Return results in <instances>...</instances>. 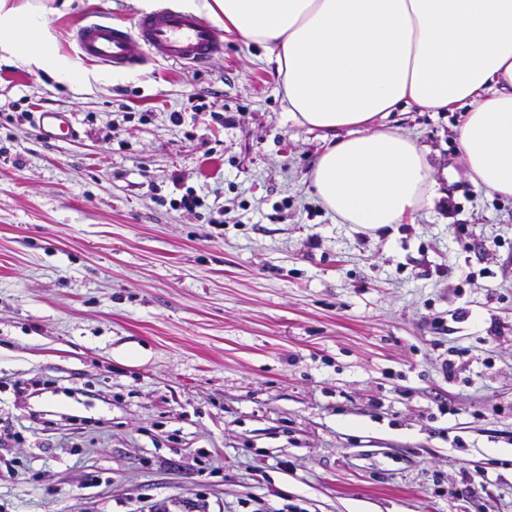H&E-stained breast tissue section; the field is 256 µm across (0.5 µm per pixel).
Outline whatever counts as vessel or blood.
I'll return each mask as SVG.
<instances>
[{"label": "vessel or blood", "mask_w": 512, "mask_h": 512, "mask_svg": "<svg viewBox=\"0 0 512 512\" xmlns=\"http://www.w3.org/2000/svg\"><path fill=\"white\" fill-rule=\"evenodd\" d=\"M76 40L88 61L115 69L139 66L148 57L203 69L224 52V44L210 24L171 7L138 17L129 29L105 22L86 24L78 30ZM38 122L53 140L61 134L70 138L77 134L65 112L40 113Z\"/></svg>", "instance_id": "b4317fda"}]
</instances>
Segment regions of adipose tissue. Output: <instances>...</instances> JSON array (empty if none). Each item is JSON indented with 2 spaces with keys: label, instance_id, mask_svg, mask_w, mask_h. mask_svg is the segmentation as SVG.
Here are the masks:
<instances>
[{
  "label": "adipose tissue",
  "instance_id": "adipose-tissue-1",
  "mask_svg": "<svg viewBox=\"0 0 512 512\" xmlns=\"http://www.w3.org/2000/svg\"><path fill=\"white\" fill-rule=\"evenodd\" d=\"M264 49L289 117L321 131L309 175L344 224L402 223L428 205L424 149L390 113L462 112L461 159L477 190L512 198V0H182ZM45 0H0V53L56 81L90 79L60 53Z\"/></svg>",
  "mask_w": 512,
  "mask_h": 512
}]
</instances>
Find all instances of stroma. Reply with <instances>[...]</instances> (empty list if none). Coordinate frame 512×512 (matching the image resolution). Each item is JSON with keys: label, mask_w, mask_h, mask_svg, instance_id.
Instances as JSON below:
<instances>
[{"label": "stroma", "mask_w": 512, "mask_h": 512, "mask_svg": "<svg viewBox=\"0 0 512 512\" xmlns=\"http://www.w3.org/2000/svg\"><path fill=\"white\" fill-rule=\"evenodd\" d=\"M138 14L52 30L76 58ZM220 38L199 71L0 64V512H512V198L472 185L460 113H391L436 195L342 224L319 131ZM38 122L43 128L49 129L47 133L50 139L58 140L62 138V135L72 138L77 135L68 112H39ZM57 131L61 132L62 135Z\"/></svg>", "instance_id": "obj_1"}]
</instances>
